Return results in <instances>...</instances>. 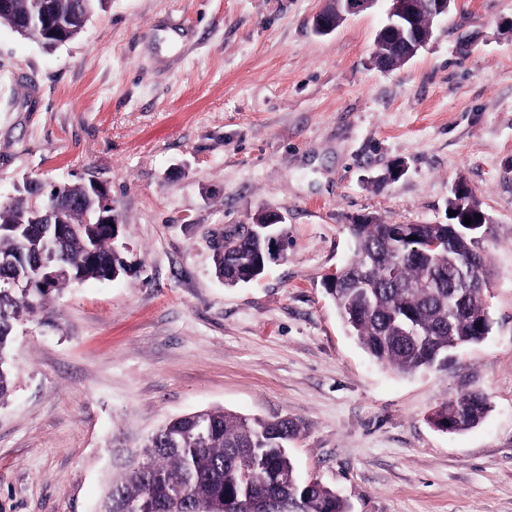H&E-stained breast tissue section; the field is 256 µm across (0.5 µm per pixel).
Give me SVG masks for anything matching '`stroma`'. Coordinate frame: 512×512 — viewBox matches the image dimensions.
<instances>
[{
    "mask_svg": "<svg viewBox=\"0 0 512 512\" xmlns=\"http://www.w3.org/2000/svg\"><path fill=\"white\" fill-rule=\"evenodd\" d=\"M322 5L109 0L50 52L0 25V203L28 179L96 181L130 266L17 322L0 512H97L113 437L213 408L292 419L299 473L349 512H512V0H453L393 71L372 63L382 10L319 35ZM464 32L480 40L461 57ZM460 182L490 218L491 331L404 375L349 335L323 279L358 217L447 223ZM269 209L287 258L225 286L215 246ZM460 391L488 413L439 430Z\"/></svg>",
    "mask_w": 512,
    "mask_h": 512,
    "instance_id": "35a3bbf8",
    "label": "stroma"
}]
</instances>
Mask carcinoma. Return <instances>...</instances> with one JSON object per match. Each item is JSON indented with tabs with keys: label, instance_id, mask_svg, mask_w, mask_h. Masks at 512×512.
I'll use <instances>...</instances> for the list:
<instances>
[{
	"label": "carcinoma",
	"instance_id": "obj_1",
	"mask_svg": "<svg viewBox=\"0 0 512 512\" xmlns=\"http://www.w3.org/2000/svg\"><path fill=\"white\" fill-rule=\"evenodd\" d=\"M0 25L17 30L32 18L28 38L46 48L76 38L108 0H10ZM432 0H414L418 25L433 22ZM35 189L0 204V281L40 277L49 261L64 273L50 288L32 293L0 291V403L11 393L15 324L42 307L51 292L88 278L110 279L126 271L127 261L113 247L112 227L93 223L99 200L84 184L69 183L57 199L61 224H22L36 201ZM354 258L341 270V285L328 290L351 335L378 362L412 374L467 344L484 340L479 326L486 315L483 295L489 281L486 252L467 231L446 224H385L368 218L350 225ZM226 250L215 253L216 272L227 285L260 277L266 262L257 242L242 229L224 236ZM439 249L424 255L426 244ZM471 269L464 282L461 270ZM488 410L487 398L461 392L435 413L436 426L460 431L475 426ZM291 420L247 417L210 409L205 419L192 413L169 420L137 448L123 454L105 486L99 512H348L334 490L302 479L288 452L298 435Z\"/></svg>",
	"mask_w": 512,
	"mask_h": 512
}]
</instances>
